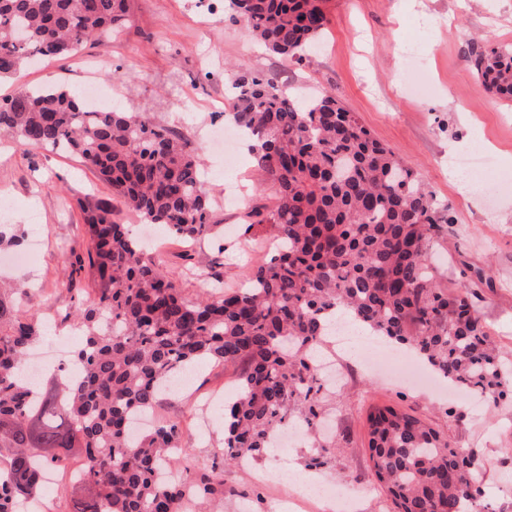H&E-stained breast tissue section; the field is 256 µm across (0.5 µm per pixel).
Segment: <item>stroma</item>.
Masks as SVG:
<instances>
[{
    "label": "stroma",
    "instance_id": "1",
    "mask_svg": "<svg viewBox=\"0 0 512 512\" xmlns=\"http://www.w3.org/2000/svg\"><path fill=\"white\" fill-rule=\"evenodd\" d=\"M330 24L317 49L301 62L259 47L243 20L230 16L223 0H131L122 32L106 43H87L77 57L28 64L25 80L41 87L81 89L97 80L120 108L145 112L174 130L190 123L223 128L224 97L229 91L225 65L257 73L303 99L328 90L354 112L372 136L408 161L453 219L431 248L442 286H464L490 329L495 343L512 359V186L482 195L461 191L450 158L482 150L498 177L512 179V101L488 94L466 65L463 52L473 40L512 42V0H328ZM414 44L428 61L432 87L420 98L407 97L400 81L401 50ZM204 163L206 187L217 202L213 220L224 227V244L194 245L160 229L148 253L177 277L186 297L195 299L216 282L236 287L260 261L273 235L271 225L249 227L246 214L275 203L271 185L259 179L242 141L206 146L196 143ZM246 189L243 202L225 207L229 182ZM0 196L12 200L9 221L23 227V238L40 234L33 266L16 270L35 281L29 306L38 317L62 316L95 295L82 274L73 272L72 254H86L77 200H111L112 217L139 230L140 218L114 198L109 185L77 159L21 146L0 131ZM38 224H31V216ZM345 385L327 393L319 409L334 424L336 454L315 464L306 443L268 449L252 466L224 469V497L204 503L202 512H278L281 496L293 482L274 477L277 469H304L321 480L361 486L356 512H394L376 480L366 418L373 407L391 406L429 423L453 446L478 452L486 512H512V402L475 410L476 394L448 400L410 390L383 377L362 373L355 357L343 356ZM190 380L163 397L157 414L180 423L187 448V477L209 470L224 449V417L214 414L204 430L191 428L198 403L211 391L232 388L231 366L199 362Z\"/></svg>",
    "mask_w": 512,
    "mask_h": 512
}]
</instances>
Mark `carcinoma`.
<instances>
[{
  "mask_svg": "<svg viewBox=\"0 0 512 512\" xmlns=\"http://www.w3.org/2000/svg\"><path fill=\"white\" fill-rule=\"evenodd\" d=\"M131 0H0V76L16 80L0 101V130L20 145L78 159L148 224L177 239L217 237L213 200L183 135L141 112L93 111L65 87H30V57L68 59L122 27ZM326 0H228L270 52L302 60L329 24ZM483 88L512 100V46L488 39L464 52ZM228 114L252 141L275 206L250 212L277 233L269 258L241 288L191 300L162 264L145 254L107 199H79L89 240L86 270L96 293L65 322L80 330L77 378L23 379L41 336L26 309L28 291L0 278V512L36 493L41 469L65 471L66 512H186L224 495V465L261 458L284 425H316L323 387L311 364L331 320L355 324L422 357L465 389L511 400L502 389L512 363L501 358L472 292L441 286L430 243L452 223L415 171L375 140L330 92L305 100L273 81L239 71ZM238 369L224 403V457L194 480L168 479L183 457L179 424L155 421L134 437L132 419L154 412L164 383L200 360ZM375 477L395 512H479L476 452L456 448L418 417L392 407L368 416Z\"/></svg>",
  "mask_w": 512,
  "mask_h": 512,
  "instance_id": "obj_1",
  "label": "carcinoma"
}]
</instances>
